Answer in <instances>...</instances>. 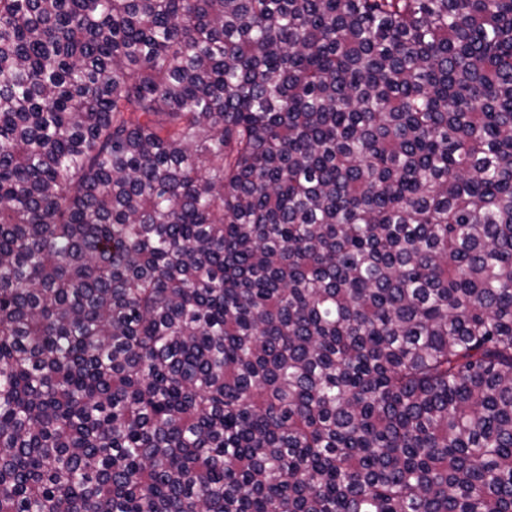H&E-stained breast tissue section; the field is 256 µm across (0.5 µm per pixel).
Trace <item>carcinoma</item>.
I'll return each instance as SVG.
<instances>
[{"label":"carcinoma","mask_w":512,"mask_h":512,"mask_svg":"<svg viewBox=\"0 0 512 512\" xmlns=\"http://www.w3.org/2000/svg\"><path fill=\"white\" fill-rule=\"evenodd\" d=\"M0 512H512V0H0Z\"/></svg>","instance_id":"1"}]
</instances>
